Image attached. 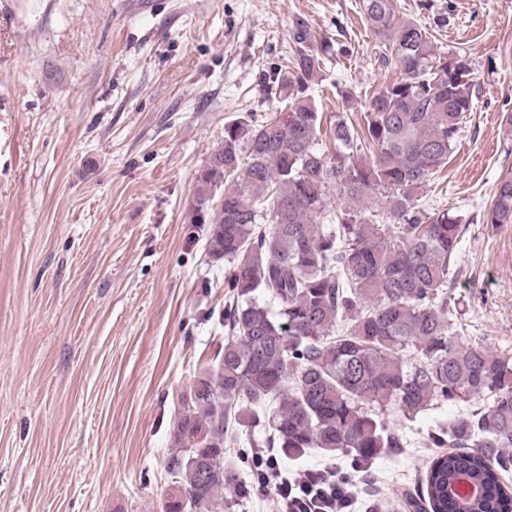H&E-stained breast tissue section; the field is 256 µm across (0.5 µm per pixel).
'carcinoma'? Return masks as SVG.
<instances>
[{
    "label": "carcinoma",
    "mask_w": 512,
    "mask_h": 512,
    "mask_svg": "<svg viewBox=\"0 0 512 512\" xmlns=\"http://www.w3.org/2000/svg\"><path fill=\"white\" fill-rule=\"evenodd\" d=\"M388 37L400 77L366 95L365 122L335 116L322 148L323 113L309 94L323 58L345 46L293 23L290 64L265 75L288 108L224 124V143L198 177L199 197L222 190L208 251L230 265L227 331L194 376L170 430L163 512H228L250 498L256 471L228 453L262 428L287 459L315 451L370 469L408 444L381 412L413 422L448 402L462 414L426 432L448 452L426 474L434 512H512L500 474L512 467V354L450 333L448 275L462 222L414 195L448 157L473 109L475 80L459 56L437 62L431 32L395 17L392 0H360ZM344 208L323 224L329 193ZM380 203L388 223L367 212ZM485 224H512V174L500 178Z\"/></svg>",
    "instance_id": "1"
}]
</instances>
